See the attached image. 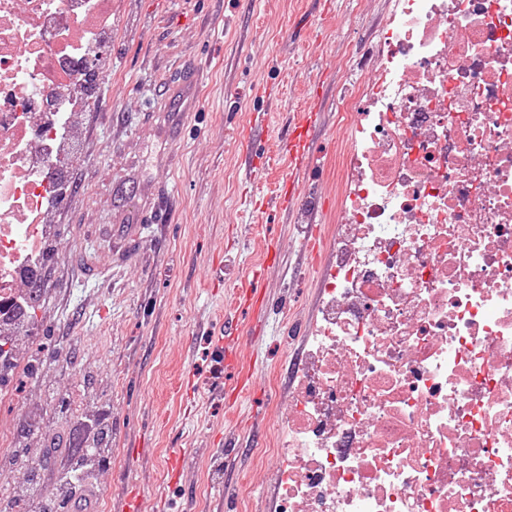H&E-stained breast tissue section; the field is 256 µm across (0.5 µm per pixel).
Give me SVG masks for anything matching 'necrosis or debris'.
Here are the masks:
<instances>
[{
	"label": "necrosis or debris",
	"instance_id": "obj_1",
	"mask_svg": "<svg viewBox=\"0 0 512 512\" xmlns=\"http://www.w3.org/2000/svg\"><path fill=\"white\" fill-rule=\"evenodd\" d=\"M110 0H0V323ZM352 138L281 512H512V0H397Z\"/></svg>",
	"mask_w": 512,
	"mask_h": 512
}]
</instances>
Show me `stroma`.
Here are the masks:
<instances>
[{
  "instance_id": "1",
  "label": "stroma",
  "mask_w": 512,
  "mask_h": 512,
  "mask_svg": "<svg viewBox=\"0 0 512 512\" xmlns=\"http://www.w3.org/2000/svg\"><path fill=\"white\" fill-rule=\"evenodd\" d=\"M394 0H112V36L96 59L95 100L77 113L69 147L70 197L43 216L52 248L50 286L36 306L39 336L19 338L10 401L0 426L39 424L0 465V495L42 461L45 478L27 512L59 495L74 464L72 434L100 416L106 433L84 492L99 512L137 486L170 512H275L277 458L296 389L293 363L319 316L323 260L303 242L309 221L324 239L336 231L341 163L348 134L340 121L363 79ZM312 136L315 176L299 208L274 212L239 235L244 199L272 190L287 170L276 158L291 117L323 71ZM276 88L273 100L255 85ZM268 123L259 152L263 179L247 180L241 134L250 113ZM281 254L262 287L272 303L263 333L239 353L259 358V390L235 410L212 398L232 373L216 365L232 293L251 279L267 243ZM95 256L84 275L81 254ZM192 378L193 397L177 393ZM264 419L255 435L249 421ZM141 445L140 459L128 450ZM185 461L169 485L165 461Z\"/></svg>"
}]
</instances>
